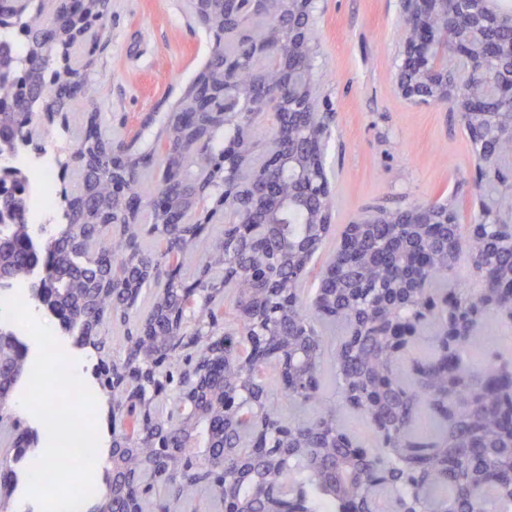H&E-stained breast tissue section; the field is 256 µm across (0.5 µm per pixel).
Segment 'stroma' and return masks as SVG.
<instances>
[{
  "label": "stroma",
  "mask_w": 512,
  "mask_h": 512,
  "mask_svg": "<svg viewBox=\"0 0 512 512\" xmlns=\"http://www.w3.org/2000/svg\"><path fill=\"white\" fill-rule=\"evenodd\" d=\"M400 0H323L317 23L322 100L333 116L326 164L333 222L344 228L376 206L433 201L475 165L455 113L400 96ZM110 41L96 59L104 131L137 129L172 108L207 60L211 41L184 0H112Z\"/></svg>",
  "instance_id": "1"
}]
</instances>
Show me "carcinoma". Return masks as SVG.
Instances as JSON below:
<instances>
[{"label":"carcinoma","mask_w":512,"mask_h":512,"mask_svg":"<svg viewBox=\"0 0 512 512\" xmlns=\"http://www.w3.org/2000/svg\"><path fill=\"white\" fill-rule=\"evenodd\" d=\"M187 5L212 37L204 80L165 114L154 147L137 151L150 120L130 138H112L98 123L90 75L93 53L109 42L110 0H84L72 65L50 81L43 47L57 46L67 0H0V26L10 19L27 40L23 55L10 57L24 76L0 82V99L16 105L0 116L5 146L30 142L37 102L46 112L78 111L77 125L95 130L88 157L79 156L82 137L59 160L64 170L77 164L74 201L40 250L23 219L22 181L0 173L1 186L21 192L0 224V290L41 264L35 299L55 296L63 327L111 365L112 377L96 386L112 418L111 479L91 512L224 504L234 512H389L394 501L419 512H512V359L486 349L487 332L503 323L497 308H512V235L471 231L487 210L512 225V100L494 94L512 80V12L497 0H460L455 14L431 17L463 36L471 61L497 54L487 79L457 84L462 96L485 100L459 116L472 152L491 161L471 189L478 211L463 222L457 188L428 216L415 204L377 207V223L360 215L341 231L307 288L332 232L319 219L333 207L312 16L282 0ZM234 16L288 46V58L253 54L226 26ZM227 64L252 92L269 93L273 110L291 96L274 72L302 69L307 110L286 113L281 132L263 124L224 99ZM200 99L209 111L188 135L182 112ZM266 141L286 157L269 198L253 192L267 170ZM237 144L246 159L229 181L248 188L247 212L212 205L224 189L215 161ZM216 224L221 233L198 250ZM465 265L481 271L480 286L457 276ZM393 322L412 329L410 344H392ZM27 365L17 338L0 329V512H16L12 462L29 428L12 406ZM286 403L313 411L290 419ZM350 413L368 423L375 446L349 432Z\"/></svg>","instance_id":"1"}]
</instances>
